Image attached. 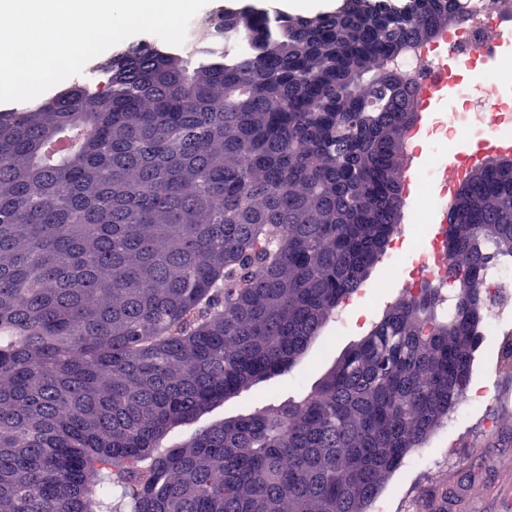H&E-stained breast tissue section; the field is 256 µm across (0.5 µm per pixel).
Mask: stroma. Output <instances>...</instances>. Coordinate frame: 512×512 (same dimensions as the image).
Masks as SVG:
<instances>
[{"instance_id": "obj_1", "label": "stroma", "mask_w": 512, "mask_h": 512, "mask_svg": "<svg viewBox=\"0 0 512 512\" xmlns=\"http://www.w3.org/2000/svg\"><path fill=\"white\" fill-rule=\"evenodd\" d=\"M441 231L438 224L425 223L416 229L409 222H401L397 243L390 245L356 294L367 309L366 318L349 319L347 307H340L338 314L346 319L344 327L328 321L321 340L310 346L292 372L227 399L212 413V420L247 414L269 403L299 400L314 390L343 352L366 336L372 322L408 290V281L390 272L391 266L405 260L403 244L422 250L437 240ZM508 339L512 340L510 311L488 325L482 346L474 354L472 379L497 395V405H475L463 421L449 418L419 450L420 455L434 461L448 443L454 442L460 447L459 461L428 476L421 475L411 462H404L389 477L369 512H398L397 504L406 494L417 512H512V468L502 464L503 458L512 456V370L503 367L491 353ZM489 415L498 420L491 433L483 429Z\"/></svg>"}]
</instances>
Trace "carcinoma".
Wrapping results in <instances>:
<instances>
[{
	"mask_svg": "<svg viewBox=\"0 0 512 512\" xmlns=\"http://www.w3.org/2000/svg\"><path fill=\"white\" fill-rule=\"evenodd\" d=\"M466 0L201 22L0 113V512H366L470 385L512 162L461 181L439 278L301 401L197 429L297 366L401 221L416 78ZM78 129L59 162L45 144ZM440 60L438 55H429L424 51L413 52L399 61V65L411 72L417 80L427 76L433 69L432 63Z\"/></svg>",
	"mask_w": 512,
	"mask_h": 512,
	"instance_id": "1",
	"label": "carcinoma"
}]
</instances>
